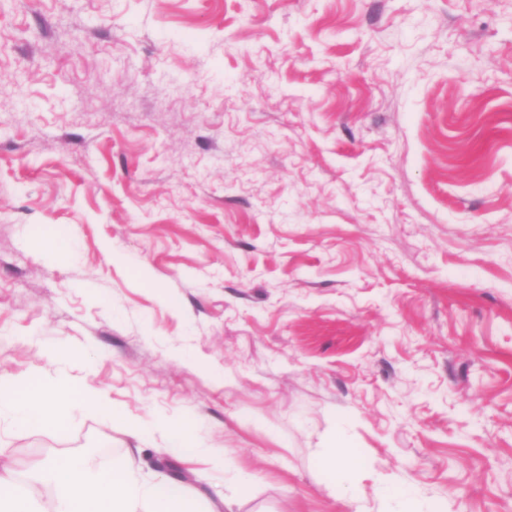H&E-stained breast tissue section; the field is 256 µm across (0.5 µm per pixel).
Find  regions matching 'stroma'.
Returning <instances> with one entry per match:
<instances>
[{
	"instance_id": "35a3bbf8",
	"label": "stroma",
	"mask_w": 512,
	"mask_h": 512,
	"mask_svg": "<svg viewBox=\"0 0 512 512\" xmlns=\"http://www.w3.org/2000/svg\"><path fill=\"white\" fill-rule=\"evenodd\" d=\"M62 351L48 361L49 350ZM193 427L236 512H512V0H0V376ZM359 502L318 466L336 418ZM166 458L88 408L15 433Z\"/></svg>"
}]
</instances>
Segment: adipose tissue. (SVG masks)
<instances>
[{
    "mask_svg": "<svg viewBox=\"0 0 512 512\" xmlns=\"http://www.w3.org/2000/svg\"><path fill=\"white\" fill-rule=\"evenodd\" d=\"M89 406L117 421L125 419L97 390L77 382L60 379L48 383L34 374L0 379V411L11 413L21 430L64 431L74 412ZM146 430L161 433L170 452L180 458L207 454L195 432L167 420L153 421ZM318 464L329 490H343L349 501H356L354 474L359 463L343 421H336L333 444L322 452ZM43 469L57 488L54 512H234V496L225 495L214 502L194 495L188 484L165 475L139 478L130 461L109 471H96L85 458L72 455L50 460Z\"/></svg>",
    "mask_w": 512,
    "mask_h": 512,
    "instance_id": "adipose-tissue-1",
    "label": "adipose tissue"
}]
</instances>
